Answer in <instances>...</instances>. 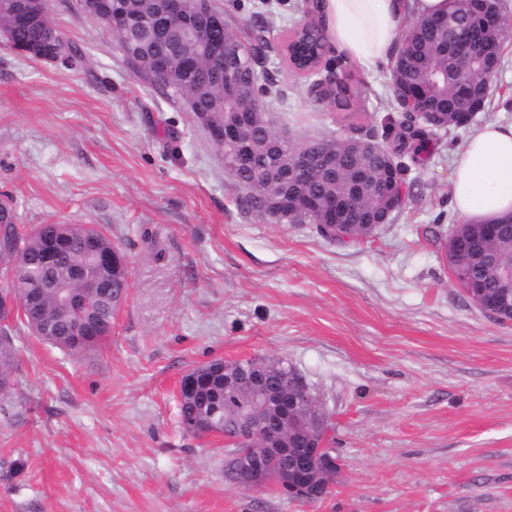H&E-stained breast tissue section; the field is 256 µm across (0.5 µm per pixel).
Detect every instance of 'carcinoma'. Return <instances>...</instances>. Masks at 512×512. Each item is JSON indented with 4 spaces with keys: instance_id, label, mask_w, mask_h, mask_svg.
Returning <instances> with one entry per match:
<instances>
[{
    "instance_id": "obj_1",
    "label": "carcinoma",
    "mask_w": 512,
    "mask_h": 512,
    "mask_svg": "<svg viewBox=\"0 0 512 512\" xmlns=\"http://www.w3.org/2000/svg\"><path fill=\"white\" fill-rule=\"evenodd\" d=\"M166 0H83L85 11L101 15L122 17L123 26L112 30L119 47H127V60L138 67L151 88L174 103L192 101L198 112L227 113L229 121L242 127V139L236 149H222L224 162L231 164L245 153L248 161L239 166L234 176L236 185L243 191L242 202L276 224H288V214L302 213L305 223L314 225L317 233L330 241L347 243L375 233L379 225L373 223V213L381 207L380 188L390 182L406 181L407 174L424 165L430 154V146L438 129H423L415 120L402 113L390 117L383 125L382 140L375 142L374 150L366 155L346 151L342 141H336V177L333 180L320 173V162L312 158L308 168L312 178L299 181L291 175L295 156L290 147L279 140L264 124L255 118V105H263L260 92L272 78L254 64L244 69L243 94L240 104L224 103V70L211 68L208 49L220 39L243 43L249 57L258 61L263 58L268 40L263 27L252 29L246 41H241L229 28L214 30L210 16L189 11L188 17L177 28L162 22ZM479 7L478 0H448L444 16L451 24L431 26L434 17L412 16L406 23V32L396 60L390 63V82L394 106L400 105L404 91L425 87L427 99L439 112L448 111V88L460 82L480 84L489 95L493 88L495 72H483L476 66L466 69L456 64L448 55V47L462 32L474 31V43L485 41L484 31L474 27ZM0 29L11 35V41L22 54L34 57L32 48L57 45L62 48L60 64L75 69L82 64V55L54 26L48 2H43L38 12L26 17L0 12ZM287 66L296 75H309L312 86L318 89L320 100L345 113L343 120L354 128L352 120L363 111L365 99L362 88L352 75L336 65L337 81L330 86L315 82L312 73L324 62L331 43L322 20L313 19L308 30H292L284 39ZM169 65L168 78L153 76L158 61ZM336 193L353 201L362 214V223L350 224L336 232L322 226L314 202ZM277 199L284 202L282 213L273 216L263 210L266 201ZM8 228L16 250L9 256H0V266L15 268L14 278L22 288H40L43 282L34 278L33 269L41 261L54 236L64 233L69 240L67 255L74 261L92 264L81 249L83 241L95 237L98 249L111 251L117 248L112 238L101 228L85 224H38L32 229L17 223V212L11 202L0 200V230ZM467 241L480 243L483 258L474 263L467 257L457 260L458 287L468 279H475L493 294L498 288V271L503 265H512V234L483 237V223L463 224L458 230ZM108 335L71 336L60 328L51 336L40 340L71 355L96 349ZM19 356L16 347L0 349V382L11 384L18 370ZM207 366L214 369L210 386L195 396L178 401L180 425L195 423L204 425L209 413L224 412V402L237 397L224 387L223 363L216 359ZM279 432L272 422L267 424L264 457L273 469L281 465L276 443Z\"/></svg>"
}]
</instances>
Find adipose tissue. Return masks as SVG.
Segmentation results:
<instances>
[{
  "mask_svg": "<svg viewBox=\"0 0 512 512\" xmlns=\"http://www.w3.org/2000/svg\"><path fill=\"white\" fill-rule=\"evenodd\" d=\"M333 43L344 58L369 67L397 51L409 14L446 11L447 0H322ZM454 204L466 217L487 219L512 212V124L479 129L455 169Z\"/></svg>",
  "mask_w": 512,
  "mask_h": 512,
  "instance_id": "obj_1",
  "label": "adipose tissue"
}]
</instances>
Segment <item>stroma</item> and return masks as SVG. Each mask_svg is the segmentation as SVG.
<instances>
[{"label": "stroma", "mask_w": 512, "mask_h": 512, "mask_svg": "<svg viewBox=\"0 0 512 512\" xmlns=\"http://www.w3.org/2000/svg\"><path fill=\"white\" fill-rule=\"evenodd\" d=\"M73 2L49 8L81 67L0 44V199L31 226L106 229L130 286L95 350L18 338L0 398V512H512V326L453 286L445 256L463 222L453 172L466 140L512 123V41L486 107L440 132L403 208L338 244L244 209L195 115ZM306 2L213 0L239 36L262 20L266 110L296 142L342 130L281 59ZM343 68L365 94L357 132L380 138L388 65ZM253 357L288 363L327 415L341 470L320 501L238 486L223 437L180 426L186 371Z\"/></svg>", "instance_id": "obj_1"}]
</instances>
